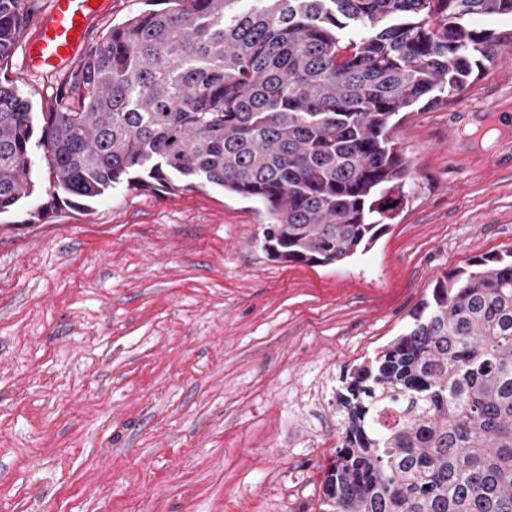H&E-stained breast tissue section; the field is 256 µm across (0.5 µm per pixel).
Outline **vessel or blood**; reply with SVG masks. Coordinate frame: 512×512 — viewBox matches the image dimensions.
<instances>
[{
    "label": "vessel or blood",
    "instance_id": "1",
    "mask_svg": "<svg viewBox=\"0 0 512 512\" xmlns=\"http://www.w3.org/2000/svg\"><path fill=\"white\" fill-rule=\"evenodd\" d=\"M108 7L109 0H51L25 40L26 69L41 73L71 68L83 51L91 21Z\"/></svg>",
    "mask_w": 512,
    "mask_h": 512
}]
</instances>
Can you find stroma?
Wrapping results in <instances>:
<instances>
[{
	"label": "stroma",
	"instance_id": "35a3bbf8",
	"mask_svg": "<svg viewBox=\"0 0 512 512\" xmlns=\"http://www.w3.org/2000/svg\"><path fill=\"white\" fill-rule=\"evenodd\" d=\"M35 111L59 74L0 66ZM396 216L338 264L262 248L200 183L0 215V512H320L343 373L438 281L512 249V53L404 112Z\"/></svg>",
	"mask_w": 512,
	"mask_h": 512
}]
</instances>
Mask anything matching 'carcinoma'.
<instances>
[{
    "instance_id": "carcinoma-1",
    "label": "carcinoma",
    "mask_w": 512,
    "mask_h": 512,
    "mask_svg": "<svg viewBox=\"0 0 512 512\" xmlns=\"http://www.w3.org/2000/svg\"><path fill=\"white\" fill-rule=\"evenodd\" d=\"M167 0L110 27L48 111L0 79V214L37 191L205 181L275 217L263 249L365 251L411 174L392 119L455 94L502 38L466 27L512 0ZM27 0H0V62ZM412 323L343 377L322 512H512V249L437 281Z\"/></svg>"
}]
</instances>
